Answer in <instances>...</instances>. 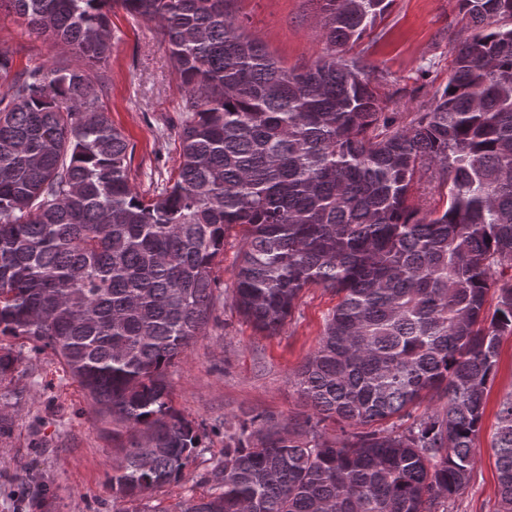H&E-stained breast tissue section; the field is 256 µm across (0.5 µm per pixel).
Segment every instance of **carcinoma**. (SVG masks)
Masks as SVG:
<instances>
[{"label":"carcinoma","instance_id":"cac0c4a2","mask_svg":"<svg viewBox=\"0 0 512 512\" xmlns=\"http://www.w3.org/2000/svg\"><path fill=\"white\" fill-rule=\"evenodd\" d=\"M321 2L334 49L388 7ZM111 3L162 24L186 88L178 177L151 199L98 105ZM232 3L0 0L98 71L27 69L0 94V335L51 349L102 417L139 433L108 480L119 503L149 499L205 450L166 372L208 323L211 269L239 226L233 299L257 328L278 334L311 285L339 301L294 376L312 413L224 420L215 492L179 512H454L512 335V28H490L512 0H459L474 33L408 127L380 111L363 58L288 69ZM429 170L448 186L441 212L410 202ZM429 390L443 404L413 414ZM492 449L512 512V394Z\"/></svg>","mask_w":512,"mask_h":512}]
</instances>
